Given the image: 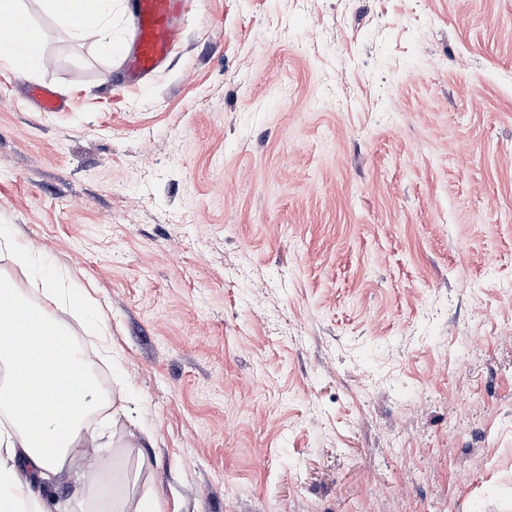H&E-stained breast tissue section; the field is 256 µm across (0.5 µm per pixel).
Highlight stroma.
Returning a JSON list of instances; mask_svg holds the SVG:
<instances>
[{
    "instance_id": "35a3bbf8",
    "label": "stroma",
    "mask_w": 512,
    "mask_h": 512,
    "mask_svg": "<svg viewBox=\"0 0 512 512\" xmlns=\"http://www.w3.org/2000/svg\"><path fill=\"white\" fill-rule=\"evenodd\" d=\"M21 6L0 234L112 344L47 499L103 469L165 512H512V0H185L132 87ZM43 54L40 50H30L13 39L0 36V64L6 65L19 75H26L39 63ZM29 97L39 112H60L65 109L63 102L50 85H41L30 89Z\"/></svg>"
}]
</instances>
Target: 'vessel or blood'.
<instances>
[{
  "instance_id": "b4317fda",
  "label": "vessel or blood",
  "mask_w": 512,
  "mask_h": 512,
  "mask_svg": "<svg viewBox=\"0 0 512 512\" xmlns=\"http://www.w3.org/2000/svg\"><path fill=\"white\" fill-rule=\"evenodd\" d=\"M182 0H129L131 24L130 48L116 79L136 84L153 75L169 59L178 37L175 21ZM29 97L42 112H60L65 108L52 86L32 88Z\"/></svg>"
}]
</instances>
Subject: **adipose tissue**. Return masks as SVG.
Returning <instances> with one entry per match:
<instances>
[{
  "label": "adipose tissue",
  "instance_id": "ef3b65f1",
  "mask_svg": "<svg viewBox=\"0 0 512 512\" xmlns=\"http://www.w3.org/2000/svg\"><path fill=\"white\" fill-rule=\"evenodd\" d=\"M57 22L75 39L93 41L111 55L112 0H45ZM0 251L12 254L16 268L40 290L43 304L31 305L14 288H0V408L12 428L0 431V512H46L42 483L62 472L85 444L89 416L109 404L92 375L93 358L111 356L101 345L88 357L67 328L55 320L50 305L69 300L57 277L40 255L20 250L12 237L0 234ZM27 314L26 329L16 324ZM39 389L34 407L21 406L25 391Z\"/></svg>",
  "mask_w": 512,
  "mask_h": 512
}]
</instances>
